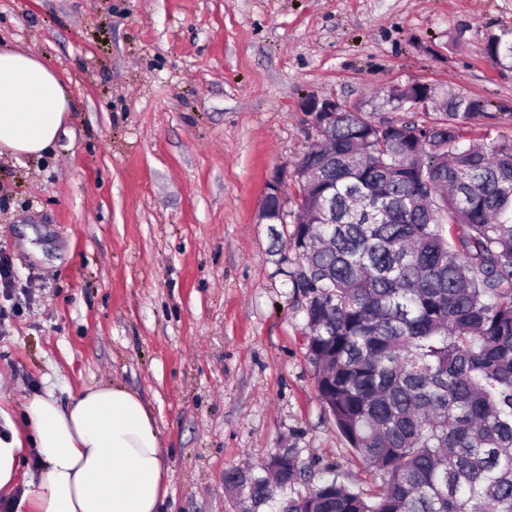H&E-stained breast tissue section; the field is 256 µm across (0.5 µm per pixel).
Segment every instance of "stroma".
Returning a JSON list of instances; mask_svg holds the SVG:
<instances>
[{
  "mask_svg": "<svg viewBox=\"0 0 512 512\" xmlns=\"http://www.w3.org/2000/svg\"><path fill=\"white\" fill-rule=\"evenodd\" d=\"M512 0H0V46L73 91L53 149L0 155V256L28 297L0 320V405L68 404L116 383L153 415L162 512H241L224 476L296 448L308 470L371 477L318 398L288 224H262L276 171L312 142L303 103L365 117L394 87L483 100L512 135V69L489 38Z\"/></svg>",
  "mask_w": 512,
  "mask_h": 512,
  "instance_id": "obj_1",
  "label": "stroma"
}]
</instances>
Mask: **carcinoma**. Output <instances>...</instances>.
I'll return each mask as SVG.
<instances>
[{
    "mask_svg": "<svg viewBox=\"0 0 512 512\" xmlns=\"http://www.w3.org/2000/svg\"><path fill=\"white\" fill-rule=\"evenodd\" d=\"M488 60L512 66V30ZM435 95L387 92L397 110ZM432 124L365 119L336 103L323 150L297 171L288 249L301 263L316 387L340 434L380 480L372 493L334 475L280 497L305 474L294 448L262 472L224 475L254 510L512 512V137L463 133L485 104L448 91ZM318 170L309 189L303 173Z\"/></svg>",
    "mask_w": 512,
    "mask_h": 512,
    "instance_id": "obj_1",
    "label": "carcinoma"
}]
</instances>
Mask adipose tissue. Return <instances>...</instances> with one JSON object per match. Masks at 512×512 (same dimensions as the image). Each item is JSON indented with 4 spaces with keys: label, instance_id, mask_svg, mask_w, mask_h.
Here are the masks:
<instances>
[{
    "label": "adipose tissue",
    "instance_id": "adipose-tissue-1",
    "mask_svg": "<svg viewBox=\"0 0 512 512\" xmlns=\"http://www.w3.org/2000/svg\"><path fill=\"white\" fill-rule=\"evenodd\" d=\"M70 101L48 63L0 50V154L50 150ZM29 453L39 478L23 484ZM167 478L155 419L122 386L88 388L65 406L37 394L18 419L0 407V491L11 512H158Z\"/></svg>",
    "mask_w": 512,
    "mask_h": 512
}]
</instances>
